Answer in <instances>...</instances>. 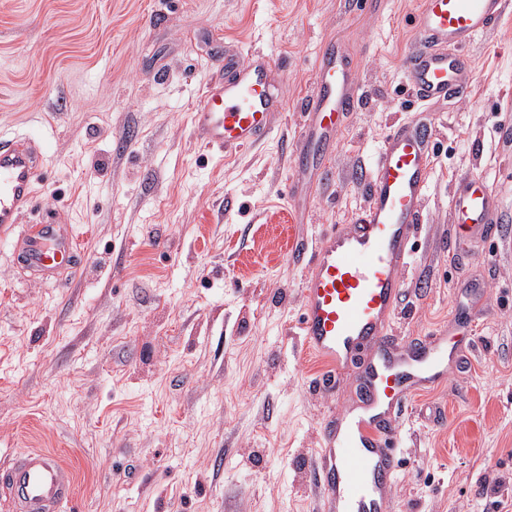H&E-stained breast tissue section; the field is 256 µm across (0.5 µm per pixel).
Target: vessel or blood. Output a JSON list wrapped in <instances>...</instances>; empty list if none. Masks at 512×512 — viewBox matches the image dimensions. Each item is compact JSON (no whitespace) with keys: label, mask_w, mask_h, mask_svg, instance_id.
<instances>
[{"label":"vessel or blood","mask_w":512,"mask_h":512,"mask_svg":"<svg viewBox=\"0 0 512 512\" xmlns=\"http://www.w3.org/2000/svg\"><path fill=\"white\" fill-rule=\"evenodd\" d=\"M512 0H421L416 38L404 58L406 79L421 104L466 89L471 67L463 48L498 26ZM280 64L260 51L224 54V74L205 88L192 123L206 145L237 151L257 145L286 112ZM356 74L335 43L315 66L313 88L301 100L296 141V186L327 170L341 119L355 108ZM433 125L409 122L380 143L369 170V201L350 224H336L310 251L301 295L298 334L306 353L335 376L371 350L360 404L324 428L312 471L324 512H390L400 464L396 428L413 393L436 390L455 358L444 336L418 347L394 348L387 328L396 314L432 169ZM41 153L31 139L0 137V226L17 228L13 253L31 274L61 284L78 266L79 248L68 227L48 216H22L36 204ZM455 247L491 234L512 235L501 201L477 175L458 178L452 192ZM12 512H63L74 497L73 475L55 455L29 449L0 470Z\"/></svg>","instance_id":"obj_1"}]
</instances>
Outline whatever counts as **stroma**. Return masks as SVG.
Wrapping results in <instances>:
<instances>
[{"label":"stroma","mask_w":512,"mask_h":512,"mask_svg":"<svg viewBox=\"0 0 512 512\" xmlns=\"http://www.w3.org/2000/svg\"><path fill=\"white\" fill-rule=\"evenodd\" d=\"M420 0H0V134L34 138L43 207L83 253L63 287L0 247V461L43 449L71 470L66 512H321L310 473L358 366L320 386L294 325L306 251L366 206L363 176L425 115L434 163L392 322L464 356L400 418L392 512H496L512 492V241L455 250L450 197L481 175L512 211V16L469 45L463 93L421 108L403 59ZM363 88L330 176L293 223L298 101L326 40ZM283 65L288 110L224 153L191 114L225 48Z\"/></svg>","instance_id":"35a3bbf8"}]
</instances>
